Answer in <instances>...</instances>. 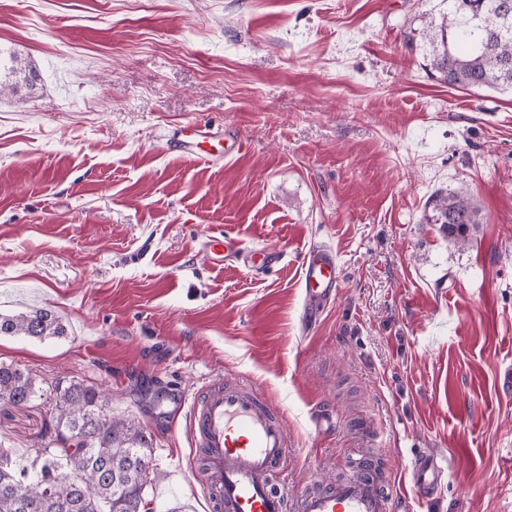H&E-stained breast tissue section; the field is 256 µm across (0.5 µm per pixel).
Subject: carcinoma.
<instances>
[{
	"mask_svg": "<svg viewBox=\"0 0 512 512\" xmlns=\"http://www.w3.org/2000/svg\"><path fill=\"white\" fill-rule=\"evenodd\" d=\"M444 9L423 17L408 48L425 47L437 78L452 87L512 91V0H440ZM426 222L465 246L479 223L467 190L438 193ZM0 335L44 340L66 335L50 309L0 315ZM37 393L26 371L0 365V404L19 406ZM48 441L29 463L0 448V512H143L150 483L152 438L133 421L106 412L98 389L58 381Z\"/></svg>",
	"mask_w": 512,
	"mask_h": 512,
	"instance_id": "cac0c4a2",
	"label": "carcinoma"
}]
</instances>
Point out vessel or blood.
<instances>
[{
  "label": "vessel or blood",
  "instance_id": "vessel-or-blood-1",
  "mask_svg": "<svg viewBox=\"0 0 512 512\" xmlns=\"http://www.w3.org/2000/svg\"><path fill=\"white\" fill-rule=\"evenodd\" d=\"M224 141L222 129L194 123L172 130L168 144L206 163ZM204 253L215 266L238 254L256 269L271 267L285 257L273 246L241 252L237 242L225 236L210 237ZM340 281L333 250L309 247L300 262L304 325L317 322L320 311L335 300ZM173 396L176 418L188 421L194 445L205 457L211 512H398L403 503L390 492L389 479L371 464L364 466L362 474L338 481L329 490L291 497L283 475L288 431L280 411L251 383L215 381L192 393L174 391ZM447 472L446 460L431 453L417 455L410 465L412 484L425 497L438 491Z\"/></svg>",
  "mask_w": 512,
  "mask_h": 512
}]
</instances>
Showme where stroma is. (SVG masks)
<instances>
[{
	"label": "stroma",
	"mask_w": 512,
	"mask_h": 512,
	"mask_svg": "<svg viewBox=\"0 0 512 512\" xmlns=\"http://www.w3.org/2000/svg\"><path fill=\"white\" fill-rule=\"evenodd\" d=\"M436 0H0V313L54 310L65 336H0L37 397L0 406V448L44 445L56 381L95 385L153 439L149 512H210L172 387L246 380L277 407L300 492L362 451L407 512H512V94L441 83L406 44ZM14 84V83H13ZM231 157L169 151L185 122ZM468 189L467 246L424 221ZM284 264L209 265L211 236ZM343 276L304 330L299 261ZM323 405L332 427L316 429ZM446 458L419 499L413 455Z\"/></svg>",
	"instance_id": "obj_1"
}]
</instances>
